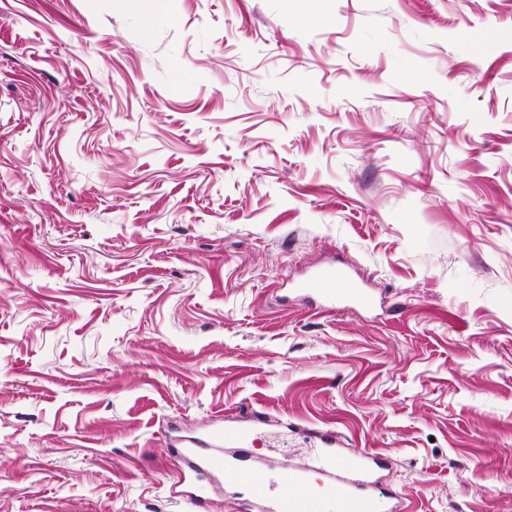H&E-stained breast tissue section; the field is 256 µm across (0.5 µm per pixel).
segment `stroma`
<instances>
[{
    "label": "stroma",
    "instance_id": "obj_1",
    "mask_svg": "<svg viewBox=\"0 0 512 512\" xmlns=\"http://www.w3.org/2000/svg\"><path fill=\"white\" fill-rule=\"evenodd\" d=\"M256 412L512 512V0H0V512H241ZM300 290L305 291L319 309H331L339 304L354 312H370L376 307L375 296L333 264L320 268Z\"/></svg>",
    "mask_w": 512,
    "mask_h": 512
}]
</instances>
